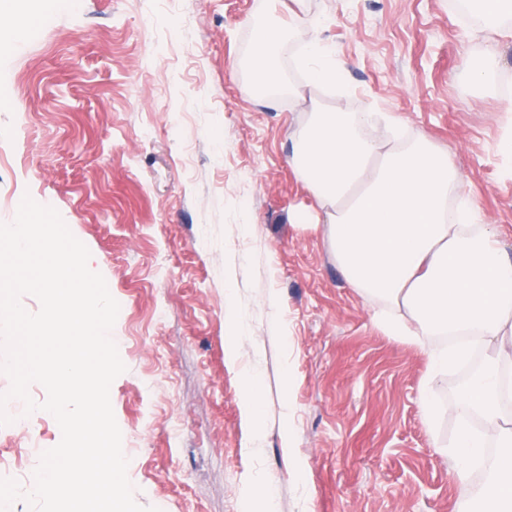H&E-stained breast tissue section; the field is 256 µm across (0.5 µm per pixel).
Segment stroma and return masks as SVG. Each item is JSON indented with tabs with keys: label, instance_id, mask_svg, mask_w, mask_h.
<instances>
[{
	"label": "stroma",
	"instance_id": "35a3bbf8",
	"mask_svg": "<svg viewBox=\"0 0 512 512\" xmlns=\"http://www.w3.org/2000/svg\"><path fill=\"white\" fill-rule=\"evenodd\" d=\"M296 14L286 89L256 90L255 27ZM311 40L335 47V82L298 66ZM1 42L0 223L49 203L120 306L110 400L136 502L245 512L264 489L274 512H455L456 373L427 355L445 340L389 335L386 303L347 286L290 155L313 111L390 113L451 155L512 254V23L481 31L449 0H0ZM491 49L474 83L465 61ZM60 439L43 410L0 425V477L29 490Z\"/></svg>",
	"mask_w": 512,
	"mask_h": 512
}]
</instances>
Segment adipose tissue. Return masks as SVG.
<instances>
[{
  "label": "adipose tissue",
  "mask_w": 512,
  "mask_h": 512,
  "mask_svg": "<svg viewBox=\"0 0 512 512\" xmlns=\"http://www.w3.org/2000/svg\"><path fill=\"white\" fill-rule=\"evenodd\" d=\"M284 35L277 25L256 31V85L278 83ZM377 121L374 112L311 113L297 132L292 163L324 210L329 246L349 287L403 306L404 315L386 323L391 335L417 343L468 333L482 345L484 363L460 392L467 415L453 451L457 512H473L470 464L484 445L469 416L498 423L512 399V257L497 226L484 223L468 199L449 214L448 199L463 178L448 154L421 134L381 151L368 134ZM485 495L493 512H512V428L499 434Z\"/></svg>",
  "instance_id": "obj_1"
}]
</instances>
